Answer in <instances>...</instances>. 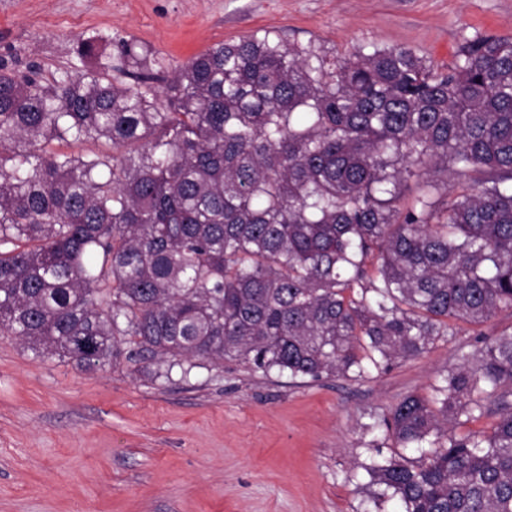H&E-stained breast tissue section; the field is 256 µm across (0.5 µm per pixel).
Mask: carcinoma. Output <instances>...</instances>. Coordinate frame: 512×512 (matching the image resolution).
<instances>
[{
  "label": "carcinoma",
  "mask_w": 512,
  "mask_h": 512,
  "mask_svg": "<svg viewBox=\"0 0 512 512\" xmlns=\"http://www.w3.org/2000/svg\"><path fill=\"white\" fill-rule=\"evenodd\" d=\"M149 55L84 38L50 82L0 62L1 336L87 371L125 342L167 377L361 381L512 310V37L436 68L253 33L161 82ZM384 425L419 459L359 468L400 512H512V333Z\"/></svg>",
  "instance_id": "obj_1"
}]
</instances>
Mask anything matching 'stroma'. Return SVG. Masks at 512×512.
I'll list each match as a JSON object with an SVG mask.
<instances>
[{
  "label": "stroma",
  "mask_w": 512,
  "mask_h": 512,
  "mask_svg": "<svg viewBox=\"0 0 512 512\" xmlns=\"http://www.w3.org/2000/svg\"><path fill=\"white\" fill-rule=\"evenodd\" d=\"M259 30L336 58L404 46L443 67L466 41L512 36V0H0V60L46 71L81 37L135 39L170 70ZM504 333L512 310L364 381L234 361L92 372L0 336V512H397L359 468L383 416Z\"/></svg>",
  "instance_id": "stroma-1"
}]
</instances>
